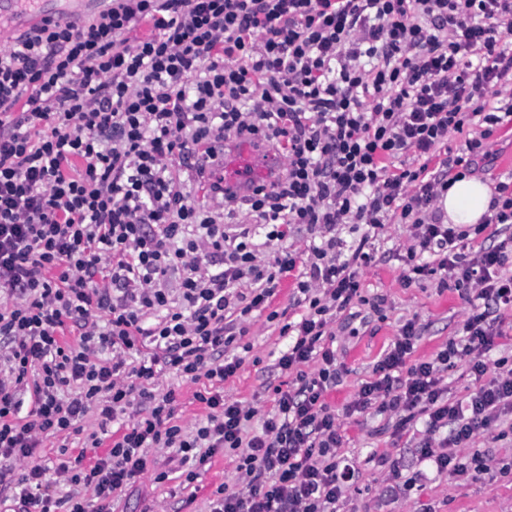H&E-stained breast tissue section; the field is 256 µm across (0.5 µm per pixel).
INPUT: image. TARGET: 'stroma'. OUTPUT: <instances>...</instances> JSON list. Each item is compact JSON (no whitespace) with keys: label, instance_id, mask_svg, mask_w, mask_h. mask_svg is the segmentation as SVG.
<instances>
[{"label":"stroma","instance_id":"obj_1","mask_svg":"<svg viewBox=\"0 0 512 512\" xmlns=\"http://www.w3.org/2000/svg\"><path fill=\"white\" fill-rule=\"evenodd\" d=\"M487 149L489 155L479 161L476 176L492 187L512 180V126L498 128L488 139ZM336 233L349 248L363 234H370L372 254L371 262L358 270L361 301L337 313L326 341L344 370L340 384L326 396L344 433L339 454L349 468L336 512H512L511 411L455 448L458 462L467 466L462 473L436 469L422 459L420 443L427 436L424 418L403 425L398 416L373 408L345 414V406L372 377L377 362L408 320H415L419 333L411 359L428 360L449 340L461 339L469 305L455 286L441 287L438 276L409 281L403 256L414 242L411 225L395 220L369 230L362 224H342ZM295 286V276H288L273 297L270 307L277 311V319L268 320L266 312L257 311L246 321L242 341L250 350L236 376L224 384L226 399L254 408L247 424L251 430H260L263 416L272 407L274 388L295 386V372L278 366L287 343L281 328L299 320L303 312L294 303ZM376 299L382 302L377 312L370 306ZM157 387L175 390L177 417L185 430H193L205 417L203 405L194 398L198 384L171 371L159 379ZM170 456L167 449H148L146 472L115 497L112 512H208L217 487L240 485L232 456L216 454L199 467L198 478L189 485L171 473ZM476 457L488 467L479 476L469 468ZM164 470L170 473L168 480L155 482V474Z\"/></svg>","mask_w":512,"mask_h":512}]
</instances>
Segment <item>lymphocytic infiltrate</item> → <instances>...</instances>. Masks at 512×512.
Masks as SVG:
<instances>
[{"label": "lymphocytic infiltrate", "mask_w": 512, "mask_h": 512, "mask_svg": "<svg viewBox=\"0 0 512 512\" xmlns=\"http://www.w3.org/2000/svg\"><path fill=\"white\" fill-rule=\"evenodd\" d=\"M143 21L152 34L129 43ZM511 32L512 0H112L89 22L48 18L0 51V458L30 462L11 512H88L82 487L110 512L149 448L195 468L239 452L242 485L218 487L210 512H336L343 437L325 396L340 371L324 338L370 259L364 237L341 259V224H411L412 273L442 271L470 306L465 345L431 361L410 362L419 334L407 321L346 414L452 426L444 451L421 446L442 470L454 446L512 410V364L487 361L502 335L493 312L512 307V236L466 254L438 205L450 175L472 172L495 128L512 124ZM469 125L478 136L453 152L449 137ZM238 137L275 142L285 175L225 196L223 210L196 206L177 167ZM409 154L419 167L402 164ZM293 224L313 243L262 263L252 229L280 242ZM294 270L307 311L282 327L278 365L296 386L275 389L252 434L254 409L225 399L224 383L242 366V324ZM462 351L479 385L454 400L442 374ZM168 371L204 384L194 433L174 420V390L155 388ZM90 414L92 447L111 448L47 480L38 448L84 432ZM56 480L74 493L54 497Z\"/></svg>", "instance_id": "lymphocytic-infiltrate-1"}]
</instances>
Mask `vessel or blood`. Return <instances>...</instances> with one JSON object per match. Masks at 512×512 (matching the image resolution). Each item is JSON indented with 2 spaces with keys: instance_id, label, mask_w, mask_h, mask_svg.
Returning a JSON list of instances; mask_svg holds the SVG:
<instances>
[{
  "instance_id": "b4317fda",
  "label": "vessel or blood",
  "mask_w": 512,
  "mask_h": 512,
  "mask_svg": "<svg viewBox=\"0 0 512 512\" xmlns=\"http://www.w3.org/2000/svg\"><path fill=\"white\" fill-rule=\"evenodd\" d=\"M4 15L25 26L45 17L38 0H0V17ZM281 168L282 155L275 145L241 142L225 148L223 158L214 168V178L224 189L243 193L273 181Z\"/></svg>"
}]
</instances>
